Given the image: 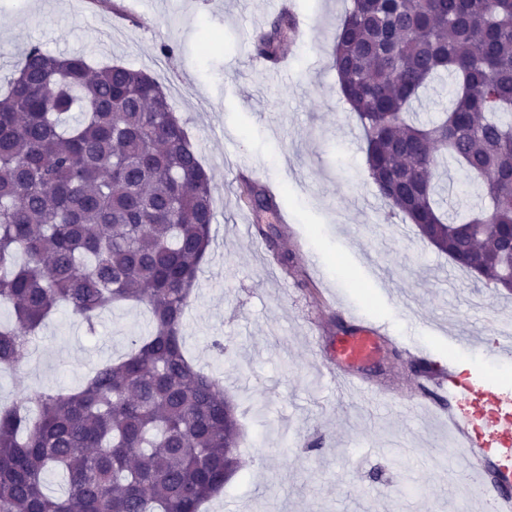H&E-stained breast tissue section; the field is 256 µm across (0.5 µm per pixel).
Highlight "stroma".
I'll return each mask as SVG.
<instances>
[{"instance_id":"1","label":"stroma","mask_w":512,"mask_h":512,"mask_svg":"<svg viewBox=\"0 0 512 512\" xmlns=\"http://www.w3.org/2000/svg\"><path fill=\"white\" fill-rule=\"evenodd\" d=\"M116 2L111 12L90 0H0V87L32 44L143 70L212 174L213 240L183 334L196 365L239 404L245 467L203 512H455L468 494L437 414L336 387L310 342H333L339 324L363 316L415 331L444 365L472 321L489 355L497 333L512 331V295L389 216L368 179L360 124L329 63L345 0H293L313 26L283 45L278 75L241 58L243 39L275 16L268 0H143L132 12ZM245 164L257 184L283 190L289 220L274 238L287 267L268 261L256 215L238 198ZM147 318L144 307L118 306L91 333L58 309L38 349L0 370V404L79 387L127 351ZM214 337L223 354L211 350Z\"/></svg>"}]
</instances>
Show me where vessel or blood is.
Masks as SVG:
<instances>
[{"mask_svg": "<svg viewBox=\"0 0 512 512\" xmlns=\"http://www.w3.org/2000/svg\"><path fill=\"white\" fill-rule=\"evenodd\" d=\"M384 339L379 327L361 323L337 337L326 351L336 364L333 377L364 397L376 394L378 384L359 367L371 360ZM389 392L413 414L432 405L442 409L466 469L482 475L471 499L477 512H512L511 403L501 401L492 388L474 384L470 374L453 363L434 380L421 375L391 386Z\"/></svg>", "mask_w": 512, "mask_h": 512, "instance_id": "1", "label": "vessel or blood"}]
</instances>
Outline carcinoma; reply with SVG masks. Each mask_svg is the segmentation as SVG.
Segmentation results:
<instances>
[{"instance_id":"1","label":"carcinoma","mask_w":512,"mask_h":512,"mask_svg":"<svg viewBox=\"0 0 512 512\" xmlns=\"http://www.w3.org/2000/svg\"><path fill=\"white\" fill-rule=\"evenodd\" d=\"M291 23L256 45L274 61ZM333 66L356 113L368 178L457 266L512 292V0H349ZM448 108L410 120L442 75ZM159 84L28 48L0 95V366L21 361L62 306L94 331L119 303L150 332L74 390L0 405V512H199L239 468L236 404L184 349L183 320L212 242V176ZM481 205L441 194L450 167ZM257 212L276 197L254 186ZM56 475L65 490L43 491Z\"/></svg>"}]
</instances>
